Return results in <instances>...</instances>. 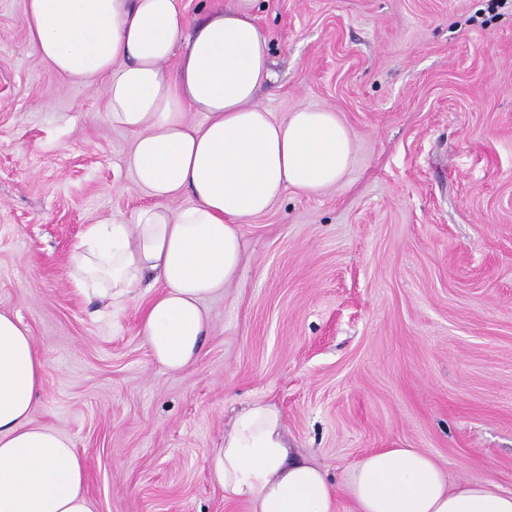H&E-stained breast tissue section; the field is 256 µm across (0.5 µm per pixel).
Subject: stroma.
Returning <instances> with one entry per match:
<instances>
[{
  "label": "stroma",
  "mask_w": 512,
  "mask_h": 512,
  "mask_svg": "<svg viewBox=\"0 0 512 512\" xmlns=\"http://www.w3.org/2000/svg\"><path fill=\"white\" fill-rule=\"evenodd\" d=\"M242 5L271 44L258 103L330 109L355 151L335 188L243 224L240 277L172 373L137 304L100 309L69 276L87 225L152 204L132 136L102 87L38 60L26 0H0V311L47 361L33 422L83 456L96 512H249L206 457L256 399L332 482L417 448L512 491V0H179Z\"/></svg>",
  "instance_id": "1"
}]
</instances>
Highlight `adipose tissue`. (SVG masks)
Masks as SVG:
<instances>
[{
  "instance_id": "1",
  "label": "adipose tissue",
  "mask_w": 512,
  "mask_h": 512,
  "mask_svg": "<svg viewBox=\"0 0 512 512\" xmlns=\"http://www.w3.org/2000/svg\"><path fill=\"white\" fill-rule=\"evenodd\" d=\"M22 23L41 61L70 81L102 85L114 124L134 136L133 186L154 206L88 225L72 281L101 303L155 288L139 334L172 372L194 364L209 333L203 301L234 283L241 227L286 190L340 183L354 140L328 109L274 118L256 105L271 79L265 32L245 9L189 20L177 0H26ZM176 60L175 71L165 68ZM191 203L178 211L163 201ZM45 372L29 330L0 312V512H96L73 443L33 423ZM228 501L250 512H512V491L490 477L451 481L429 453L363 456L345 486L298 456L279 410L256 400L206 458Z\"/></svg>"
}]
</instances>
